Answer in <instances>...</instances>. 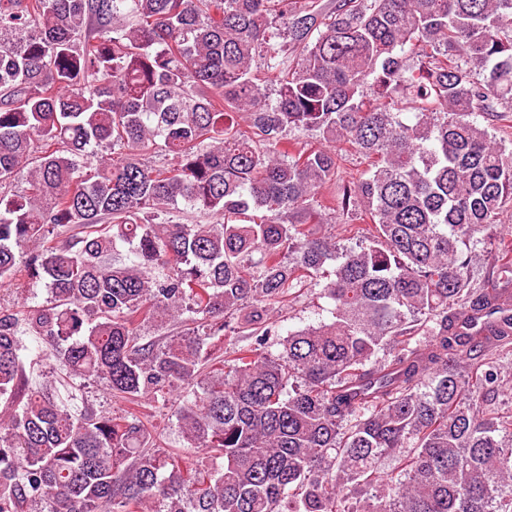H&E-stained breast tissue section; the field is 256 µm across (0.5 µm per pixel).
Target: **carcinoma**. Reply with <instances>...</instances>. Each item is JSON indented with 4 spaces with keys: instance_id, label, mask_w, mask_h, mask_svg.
<instances>
[{
    "instance_id": "cac0c4a2",
    "label": "carcinoma",
    "mask_w": 512,
    "mask_h": 512,
    "mask_svg": "<svg viewBox=\"0 0 512 512\" xmlns=\"http://www.w3.org/2000/svg\"><path fill=\"white\" fill-rule=\"evenodd\" d=\"M511 128L512 0H0V512H512ZM328 301L324 298H317L314 292H305L296 302L286 306L279 317L283 325L282 334L286 331L297 330L308 325H316L321 320H328L331 314L327 312L330 308Z\"/></svg>"
}]
</instances>
